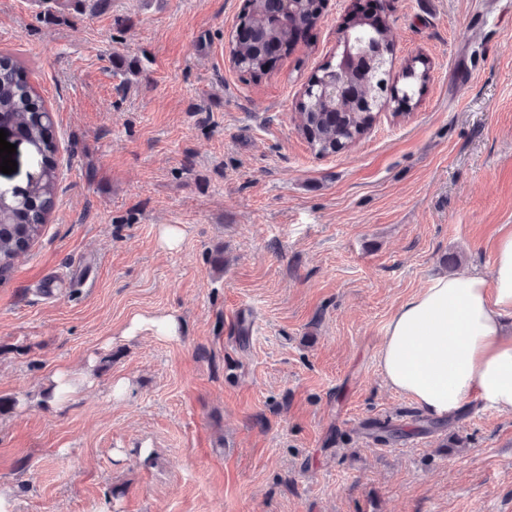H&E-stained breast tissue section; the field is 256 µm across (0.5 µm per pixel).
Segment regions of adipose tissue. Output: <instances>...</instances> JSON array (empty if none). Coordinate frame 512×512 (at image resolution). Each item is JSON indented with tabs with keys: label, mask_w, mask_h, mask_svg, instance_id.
<instances>
[{
	"label": "adipose tissue",
	"mask_w": 512,
	"mask_h": 512,
	"mask_svg": "<svg viewBox=\"0 0 512 512\" xmlns=\"http://www.w3.org/2000/svg\"><path fill=\"white\" fill-rule=\"evenodd\" d=\"M493 274L441 275L401 303L380 350L386 383L426 415L477 405L512 412V231L495 243Z\"/></svg>",
	"instance_id": "adipose-tissue-1"
}]
</instances>
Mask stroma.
I'll return each instance as SVG.
<instances>
[{"mask_svg":"<svg viewBox=\"0 0 512 512\" xmlns=\"http://www.w3.org/2000/svg\"><path fill=\"white\" fill-rule=\"evenodd\" d=\"M365 2L255 81L227 53L244 0H0L58 144L0 280L12 512H512V414L422 431L379 366L397 307L512 230V0H378L412 106L320 155L296 107ZM169 312L178 338L122 334Z\"/></svg>","mask_w":512,"mask_h":512,"instance_id":"stroma-1","label":"stroma"}]
</instances>
